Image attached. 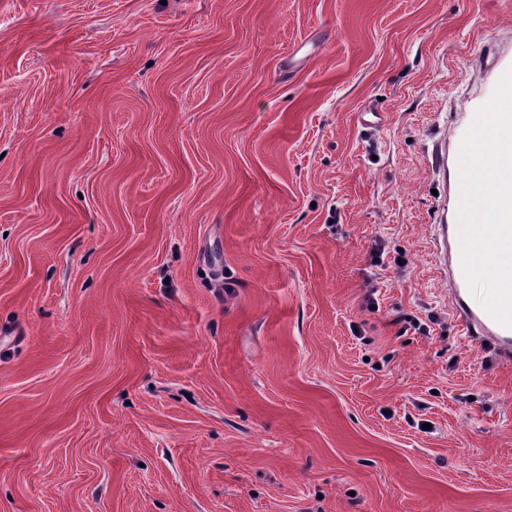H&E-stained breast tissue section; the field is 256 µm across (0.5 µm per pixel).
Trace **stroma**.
<instances>
[{
  "label": "stroma",
  "mask_w": 512,
  "mask_h": 512,
  "mask_svg": "<svg viewBox=\"0 0 512 512\" xmlns=\"http://www.w3.org/2000/svg\"><path fill=\"white\" fill-rule=\"evenodd\" d=\"M510 68L512 0H0V512H512L435 244Z\"/></svg>",
  "instance_id": "stroma-1"
}]
</instances>
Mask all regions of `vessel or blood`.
<instances>
[{
	"label": "vessel or blood",
	"instance_id": "vessel-or-blood-1",
	"mask_svg": "<svg viewBox=\"0 0 512 512\" xmlns=\"http://www.w3.org/2000/svg\"><path fill=\"white\" fill-rule=\"evenodd\" d=\"M461 246L459 223L441 225L439 253L448 282V301L459 327L470 340L492 345L499 360L511 364L512 328L499 324L482 306L471 303L469 284L462 267Z\"/></svg>",
	"mask_w": 512,
	"mask_h": 512
}]
</instances>
